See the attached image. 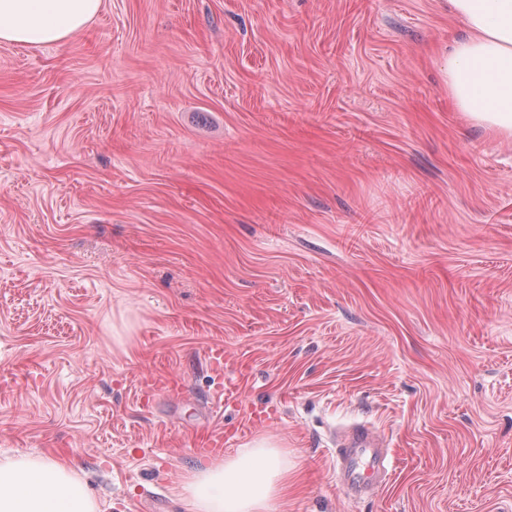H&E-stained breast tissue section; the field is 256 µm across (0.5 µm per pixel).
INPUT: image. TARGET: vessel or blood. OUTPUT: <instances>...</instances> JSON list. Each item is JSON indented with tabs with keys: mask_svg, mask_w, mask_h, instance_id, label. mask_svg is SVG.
Wrapping results in <instances>:
<instances>
[{
	"mask_svg": "<svg viewBox=\"0 0 512 512\" xmlns=\"http://www.w3.org/2000/svg\"><path fill=\"white\" fill-rule=\"evenodd\" d=\"M240 390L236 385L221 386L211 396V412L238 406ZM230 437L222 432H207L196 443V453L211 457L223 453ZM336 475L351 497L362 498L376 494L386 485L395 469V458L386 440L372 427L356 425L339 432L336 438Z\"/></svg>",
	"mask_w": 512,
	"mask_h": 512,
	"instance_id": "obj_1",
	"label": "vessel or blood"
}]
</instances>
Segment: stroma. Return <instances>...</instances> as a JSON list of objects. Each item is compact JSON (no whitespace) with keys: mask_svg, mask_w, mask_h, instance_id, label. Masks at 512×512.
Listing matches in <instances>:
<instances>
[{"mask_svg":"<svg viewBox=\"0 0 512 512\" xmlns=\"http://www.w3.org/2000/svg\"><path fill=\"white\" fill-rule=\"evenodd\" d=\"M462 34L446 0H103L0 43V460L182 512L221 427L287 450L276 512H512V143L448 101ZM358 422L397 463L353 499ZM241 402V394L239 388L230 383L221 386L218 393L211 396L209 408L211 413L223 412L224 408L238 406ZM335 455L340 485L354 498L376 494L395 469L389 444L368 425H356L339 432ZM230 436L221 432L208 431L206 435L201 437L196 447L193 448L194 452L200 457H211L218 454L224 453V447H228Z\"/></svg>","mask_w":512,"mask_h":512,"instance_id":"obj_1","label":"stroma"}]
</instances>
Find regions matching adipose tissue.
Listing matches in <instances>:
<instances>
[{"mask_svg": "<svg viewBox=\"0 0 512 512\" xmlns=\"http://www.w3.org/2000/svg\"><path fill=\"white\" fill-rule=\"evenodd\" d=\"M466 30L440 60L448 95L468 120L512 139V0H449ZM103 0H0V42L57 43L83 31ZM288 459L267 440L190 473L178 496L185 512H274L287 490ZM0 512H97L67 465L0 461Z\"/></svg>", "mask_w": 512, "mask_h": 512, "instance_id": "adipose-tissue-1", "label": "adipose tissue"}]
</instances>
